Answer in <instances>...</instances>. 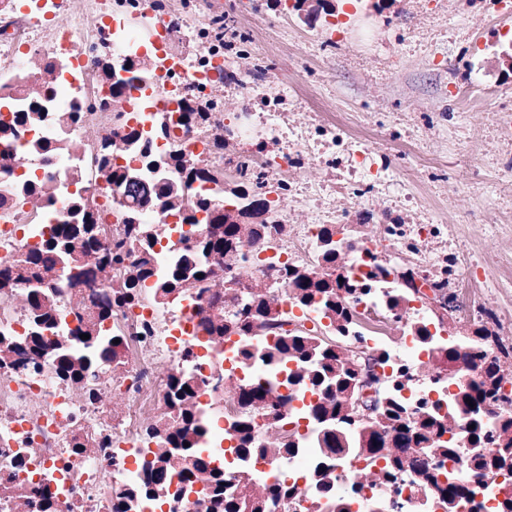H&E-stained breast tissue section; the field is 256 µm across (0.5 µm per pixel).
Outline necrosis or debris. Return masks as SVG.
Wrapping results in <instances>:
<instances>
[{"mask_svg":"<svg viewBox=\"0 0 512 512\" xmlns=\"http://www.w3.org/2000/svg\"><path fill=\"white\" fill-rule=\"evenodd\" d=\"M247 2L241 13L235 0H0V279L7 261L42 250L53 231L74 223L77 214L111 227L110 237L96 239L82 258L96 273L93 281L71 288L69 268L59 263L44 274L41 291L55 307L51 341L81 346L79 330L92 316L97 334L118 338L122 353L120 363L88 370L80 382L58 378L48 353L20 346L30 322L25 288L0 289V348L6 350L0 359V512H42L46 499L53 512H113V489L137 485L155 456L152 423L163 414L177 417L167 401L168 382L157 373L161 362L198 382L199 425L189 431L192 445L204 449L211 467L235 484L237 468L226 459L234 445L230 426L240 409L225 400L224 389H275L280 378L260 362L242 371L233 361L239 336L210 343L204 322L223 315L232 297L243 296L257 280L286 329L334 334L320 303L296 305L283 279L289 267L325 274L320 246L329 227L342 226L350 242L345 275L370 284L368 292L348 298L353 321L346 335L381 356L383 394L414 404L429 399L444 415L449 389L469 375L462 367L433 380L425 371L430 355L413 325L426 323L438 343L448 342L447 327L424 300L393 314V279L368 280L382 252L357 230L373 208L336 210L294 177L305 163L337 157L350 175L349 187L371 191L385 181L388 167L369 152L368 131L345 125L332 112L314 113L311 131L284 136L279 104L247 62L269 47L271 25L285 26L294 18L296 0H278L272 15L265 0ZM246 86L253 94L227 108L225 90ZM133 128L140 136L132 145L126 136ZM21 156L27 166L12 165ZM191 167L209 170L212 180L186 183ZM123 172L141 184L139 200L116 185L115 174ZM165 181L185 185L176 206H163L152 195ZM242 189L261 190L268 199L262 220L248 216L247 202L238 195ZM200 197L231 213L243 233L260 222L266 228L235 252L212 258L201 287L158 300L157 285L210 229L206 212L192 210ZM289 199L312 210L314 223H295L285 207ZM191 213L196 223H187ZM149 233L151 280L132 304L97 319L103 294L125 281L123 270L106 264L107 255L136 259ZM383 238L391 250L420 255L415 272L456 295L458 321L481 322L504 344L512 343V327L482 304L484 280L456 253L417 238L406 220L387 222ZM116 388L124 405L110 401ZM284 396L276 426L257 418L254 435L266 441L291 434L297 449L282 470L250 459L256 490L287 477L297 489L289 512H310L312 502L332 500L345 502L349 512H441L434 497L418 490L410 471L393 482L375 472L356 489L358 457L321 448L317 425L300 413L303 404L317 400V392L300 385ZM449 437L460 446L459 459L432 452L427 460L466 486L454 512H495L498 502L512 498V472L476 477L466 464L474 450L464 423L454 425ZM320 465L328 469L327 493L311 479ZM189 506L221 512L202 484L183 482L176 465L169 498L130 512H185Z\"/></svg>","mask_w":512,"mask_h":512,"instance_id":"necrosis-or-debris-1","label":"necrosis or debris"}]
</instances>
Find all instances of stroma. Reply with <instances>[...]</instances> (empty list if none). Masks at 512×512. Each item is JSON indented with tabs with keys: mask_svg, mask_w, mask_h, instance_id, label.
<instances>
[{
	"mask_svg": "<svg viewBox=\"0 0 512 512\" xmlns=\"http://www.w3.org/2000/svg\"><path fill=\"white\" fill-rule=\"evenodd\" d=\"M346 22L341 42L311 41L302 28L276 32L282 47L262 66L277 84L305 83L313 103L296 101L293 121L333 112L372 128L368 147L389 157L391 185L377 204L409 198L405 216L435 224L488 282L486 307L512 313V0H330ZM472 90L461 114L455 95ZM337 207L358 206L344 168L310 165L297 174Z\"/></svg>",
	"mask_w": 512,
	"mask_h": 512,
	"instance_id": "35a3bbf8",
	"label": "stroma"
}]
</instances>
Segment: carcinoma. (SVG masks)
<instances>
[{
  "label": "carcinoma",
  "instance_id": "1",
  "mask_svg": "<svg viewBox=\"0 0 512 512\" xmlns=\"http://www.w3.org/2000/svg\"><path fill=\"white\" fill-rule=\"evenodd\" d=\"M155 196L162 204L175 202L181 196V188L168 183L159 186ZM211 225L219 229L217 233H207L196 245L191 259H184L171 271L168 279L161 286L160 297L180 293L197 287L207 276L209 259L224 255L240 247V225L229 220L222 212L211 217ZM92 232L86 224H65L56 236L47 244L41 254H35L25 260L12 263L16 269V283H28V273L33 266L45 265L53 260L62 259L75 264L78 272L74 278H83L88 270L79 265L81 260L78 248L91 243ZM150 240H145L143 254L134 263L133 270L126 278L124 288L114 299H104L99 317L106 318L112 312V305H128L138 296L141 284L152 276L149 260ZM284 279L292 299L306 305L315 299L336 323V335L311 336L307 333L293 331L279 336L273 345L254 347L243 345L239 356L242 365L249 366L259 360L281 368L285 374V384H302L312 390L322 392L320 401L306 407L308 414L321 425L322 443L334 452L345 448L357 449V455L365 462V468L374 466L375 459L383 457L384 477L392 481L403 471L410 468L418 475L421 491L431 494L443 506L444 512H453L456 501L464 496L467 489L459 484H444L440 474L431 469L425 459L426 451L434 449L444 455L455 457L459 449L444 440L454 422L463 421L473 426L471 435L473 443L484 445L490 430L484 425L482 409L488 398L499 391L507 378L504 364L512 358V352L500 346L501 355L488 358L484 351L461 350L456 347L441 349L432 355L429 367L439 371L443 366L466 365L471 371L470 380L459 386L455 395V411L451 417L434 413L425 408H418L414 416H409L408 407L400 400L386 397L379 414L372 423L350 426V410L354 406L357 391L356 367L366 361L365 352L352 353L351 363L345 359L336 347L344 342L346 328L352 321V312L347 304V296L358 284L336 277H316L310 273L286 270ZM29 307L33 312L34 334L30 346L39 351L43 347L42 333L53 325V310L47 300L41 299L35 289L28 292ZM252 310L244 318L237 313L224 315V320L212 323L207 332L215 336L236 333L242 337L250 335L256 328L276 326L277 316L271 304L260 292H253L248 297ZM497 339L495 333L481 324L473 328L472 334L465 336V342L476 345H488ZM54 368L58 375L79 382L82 370L72 361L69 353L60 351L54 359ZM194 387L184 379L173 378L169 382V404L178 411L185 425L195 423L192 399ZM283 402L280 394L265 388H241L237 392V403L241 409L239 419L231 425V430L238 441V446L230 449L237 458L259 455L263 458H278L290 455L295 443L276 440L264 447L253 442L254 412L261 409L271 424H276V410ZM497 449L487 455H476L468 460L471 468L482 478H492L498 473L512 469V415L500 417L497 428ZM151 435L160 444V453L156 457L158 467L150 472L139 485L116 493L115 512H124V501L134 498H156L167 493L166 471L173 464L170 448H180L183 452L181 463L191 479L200 478L209 490V497L223 512H276L278 508H288V500L296 494L295 486L283 481L269 485L258 492L253 487L249 472L242 469L234 491L228 492L224 473L209 467L194 448L184 446L187 434L167 426L164 419H159L152 428Z\"/></svg>",
  "mask_w": 512,
  "mask_h": 512
}]
</instances>
